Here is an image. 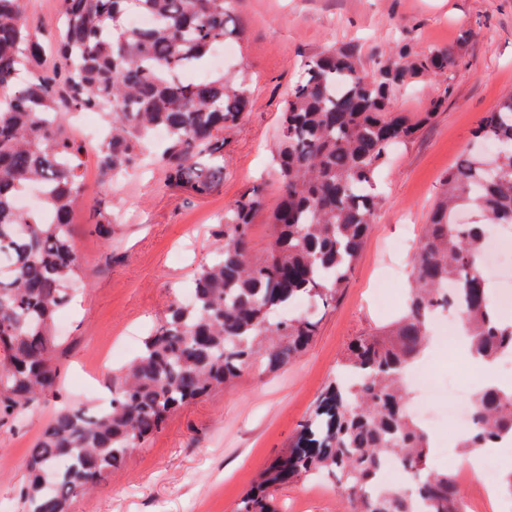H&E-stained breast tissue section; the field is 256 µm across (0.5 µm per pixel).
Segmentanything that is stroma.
I'll list each match as a JSON object with an SVG mask.
<instances>
[{
  "instance_id": "obj_1",
  "label": "stroma",
  "mask_w": 512,
  "mask_h": 512,
  "mask_svg": "<svg viewBox=\"0 0 512 512\" xmlns=\"http://www.w3.org/2000/svg\"><path fill=\"white\" fill-rule=\"evenodd\" d=\"M243 29L236 54L207 59L196 72L233 77L247 63L251 107L224 132V184L196 198L165 188L162 166L150 164L102 191L112 233H90L92 200L72 217V241L82 259L73 303L57 323L62 351L59 383L24 415L0 425V505L22 512L29 452L57 410L94 407L127 357L97 363L115 342L138 351L175 296L185 294L208 256L224 212L249 186L267 207L254 218L251 246L268 241V207L279 197L272 151L279 116L307 56L331 47H358L367 68L402 44L450 49L461 63L443 76L425 75L396 89L394 112L415 115L431 98L444 108L396 151L382 170L374 224L336 302L313 307L318 331L307 350L275 373L245 370L172 414L164 427L98 485L71 499L69 512H236L260 470L288 446L331 381L350 342L377 331L399 312L422 226L429 222L449 168L471 150L492 159L488 142L473 141L480 113L512 95V0H232ZM435 377L455 372L472 380L463 343L428 349L419 360ZM279 512H345L334 479L312 477L282 487Z\"/></svg>"
}]
</instances>
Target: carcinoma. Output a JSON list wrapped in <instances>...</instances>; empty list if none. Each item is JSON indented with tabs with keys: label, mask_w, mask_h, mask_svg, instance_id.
I'll return each mask as SVG.
<instances>
[{
	"label": "carcinoma",
	"mask_w": 512,
	"mask_h": 512,
	"mask_svg": "<svg viewBox=\"0 0 512 512\" xmlns=\"http://www.w3.org/2000/svg\"><path fill=\"white\" fill-rule=\"evenodd\" d=\"M59 38L45 47L26 17V0H0V421L22 415L57 384L50 353L54 319L73 297L81 263L71 244L75 206L89 190L84 144L68 129L73 112L95 111L107 126L97 150L101 185L139 165L143 146L165 135L168 185L205 197L224 181V129L250 109L244 76L186 81L214 47L239 38L228 0H61ZM154 19L138 29L127 16ZM449 49L403 51L366 70L345 46L308 57L281 115L273 151L281 187L269 210L263 255L251 253L262 189L241 193L224 212L211 260L193 275L192 295L173 303L125 370L113 376L107 406H64L30 449L24 512H67L184 405L226 386L258 363L286 366L317 334L310 315L273 321L297 300L329 304L345 287L373 224L375 186L395 145L413 138L446 103L410 117L391 110V94L423 74L455 65ZM474 135L498 146V171L462 155L418 241L404 308L378 332L348 347L336 380L318 396L288 448L263 469L237 512H276L278 489L320 473L336 478L349 512H463L456 478L428 466L427 433L406 411L404 372L427 349L438 309L464 310L471 353L492 368L512 353L481 273L487 224L512 225V98L477 120ZM37 211L19 206L31 189ZM471 210L480 220L458 224ZM512 440V388L477 391L462 445L474 450ZM409 483L384 488L387 460Z\"/></svg>",
	"instance_id": "carcinoma-1"
}]
</instances>
